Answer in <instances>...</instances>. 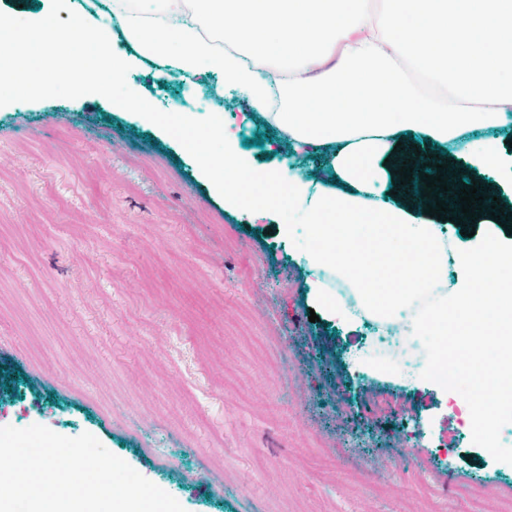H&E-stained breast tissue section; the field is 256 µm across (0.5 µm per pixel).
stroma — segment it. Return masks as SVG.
I'll list each match as a JSON object with an SVG mask.
<instances>
[{"mask_svg":"<svg viewBox=\"0 0 512 512\" xmlns=\"http://www.w3.org/2000/svg\"><path fill=\"white\" fill-rule=\"evenodd\" d=\"M123 82L158 125L60 90L0 109V426L91 433L185 512H512V450L484 448L467 385L371 357L375 324L315 311L285 214L210 188L173 124L215 77ZM216 103L259 166L329 179L257 146L239 90Z\"/></svg>","mask_w":512,"mask_h":512,"instance_id":"stroma-1","label":"stroma"}]
</instances>
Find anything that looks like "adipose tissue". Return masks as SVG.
I'll return each mask as SVG.
<instances>
[{
	"instance_id": "adipose-tissue-1",
	"label": "adipose tissue",
	"mask_w": 512,
	"mask_h": 512,
	"mask_svg": "<svg viewBox=\"0 0 512 512\" xmlns=\"http://www.w3.org/2000/svg\"><path fill=\"white\" fill-rule=\"evenodd\" d=\"M367 0H99L98 19L76 14L61 42L51 41V10L16 26L0 14V85L32 96L54 87L75 97L134 106L120 86L133 58L191 74L222 73L262 112L273 140L325 148L333 182L260 169L222 111L184 115L177 127L212 190L226 206L262 214L288 208L286 235L306 226L314 270H352L357 308L327 282L315 298L339 321L358 310L409 306L428 289L434 302L408 323L416 336L455 337L458 355L439 356L421 374L443 389L461 376L492 387L471 419L488 450L512 418V238L497 230L480 240H448L437 218L407 194H391L393 170L415 149H447L470 134L467 166H505L498 142L480 130L512 125V0H382L369 23ZM134 51L102 58L114 15ZM97 37H83L85 26ZM411 61L454 99L444 107L395 75Z\"/></svg>"
}]
</instances>
